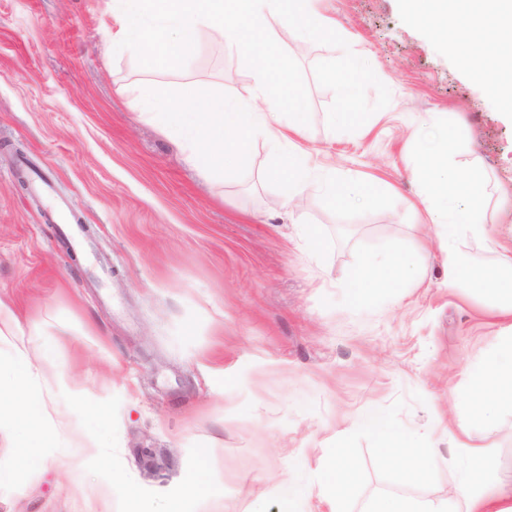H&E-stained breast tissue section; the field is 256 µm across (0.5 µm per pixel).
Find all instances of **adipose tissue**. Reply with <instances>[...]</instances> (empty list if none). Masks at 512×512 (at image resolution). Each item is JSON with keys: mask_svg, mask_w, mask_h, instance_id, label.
<instances>
[{"mask_svg": "<svg viewBox=\"0 0 512 512\" xmlns=\"http://www.w3.org/2000/svg\"><path fill=\"white\" fill-rule=\"evenodd\" d=\"M403 7L411 19L431 30L502 113L512 117V0H403ZM455 143L453 133L446 131L436 147L419 145L412 173L423 185L428 222L439 226L447 237L449 285H462L491 298L510 322L470 367L464 415L448 433L452 443L449 462L458 470L462 497L421 499L406 494L408 485L428 473L432 451L420 446L411 434L373 416L367 425L380 440L382 459L397 490L371 500L366 512H512V489L492 483L494 458L471 436L473 426L489 422L501 408L512 407V245H497L494 271L479 276L474 275L471 260L457 251L460 235L484 232L479 219L487 184L480 172L449 164ZM413 271L410 256L391 248L382 257H367L353 277V286L359 292L388 288ZM2 373L10 380L12 396L0 399V414L23 429L16 462L25 468L33 463L37 449L56 447L57 439L39 425L42 402L28 391L33 374L30 363L22 357L0 363ZM355 480L344 443L336 441L319 474L330 512H345V493Z\"/></svg>", "mask_w": 512, "mask_h": 512, "instance_id": "ef3b65f1", "label": "adipose tissue"}]
</instances>
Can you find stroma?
<instances>
[{"label": "stroma", "mask_w": 512, "mask_h": 512, "mask_svg": "<svg viewBox=\"0 0 512 512\" xmlns=\"http://www.w3.org/2000/svg\"><path fill=\"white\" fill-rule=\"evenodd\" d=\"M320 7L391 101L357 131L331 130L334 94L314 66L340 49L285 41L310 104L296 150L372 188V206L329 203L314 185L283 207L272 173L288 155L263 139L243 176L204 180L146 120L142 83L198 80L252 98L253 71L223 42L156 72L117 50L103 0H0V302L21 319L0 338V360H31L39 423L60 442L20 469L19 434L0 423V512H130L131 483L145 512L173 497L183 512H277L290 494L297 512H328L317 471L339 432L358 473L346 509L363 512L396 489L362 423L372 412L436 448L409 494L455 492L448 430L463 413L465 369L508 320L449 286L447 241L416 210L411 157L436 133L429 115L447 113L459 139L451 163L489 185L484 236L458 246L489 270L495 244L512 242V120L400 0ZM390 247L425 277L354 297L353 272ZM472 435L511 481L512 409ZM198 470L212 485L204 495L187 490Z\"/></svg>", "instance_id": "obj_1"}]
</instances>
